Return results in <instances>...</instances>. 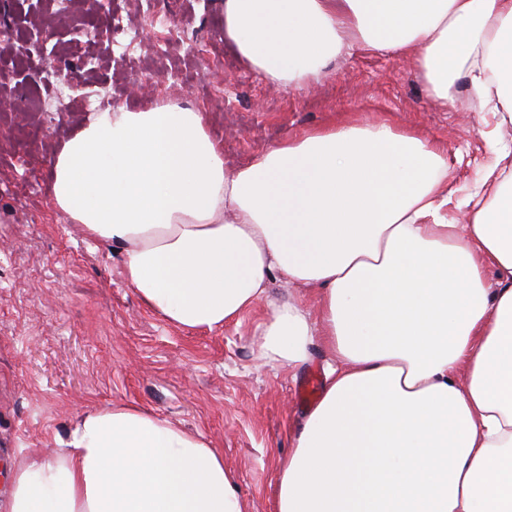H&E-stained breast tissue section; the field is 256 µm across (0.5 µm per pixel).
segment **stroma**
<instances>
[{"label": "stroma", "instance_id": "35a3bbf8", "mask_svg": "<svg viewBox=\"0 0 512 512\" xmlns=\"http://www.w3.org/2000/svg\"><path fill=\"white\" fill-rule=\"evenodd\" d=\"M188 28L173 41L171 27ZM139 110L175 102L206 112L230 165L345 117L418 128L448 159L452 217L512 139L488 108L455 94L435 105L409 54L342 52L320 82L281 87L248 69L224 39V0H0V500L31 454L54 459L89 406L136 404L202 435L237 475L248 512H271L279 458L311 405L298 390L327 352L301 367L258 356V304L213 331L168 324L127 283L111 243L53 206L50 157L100 95ZM45 99V111L29 108Z\"/></svg>", "mask_w": 512, "mask_h": 512}]
</instances>
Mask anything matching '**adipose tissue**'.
Returning a JSON list of instances; mask_svg holds the SVG:
<instances>
[{
    "label": "adipose tissue",
    "instance_id": "1",
    "mask_svg": "<svg viewBox=\"0 0 512 512\" xmlns=\"http://www.w3.org/2000/svg\"><path fill=\"white\" fill-rule=\"evenodd\" d=\"M224 36L293 88L346 49L412 51L436 103L460 80L512 125V0H224ZM488 149L463 236L444 148L384 120L232 169L200 109L107 107L52 156L51 194L168 323L211 331L263 302L261 357L299 365L322 338L273 512H512V142ZM275 280L318 288V321ZM62 446L16 466L0 512H246L223 456L144 407L87 409Z\"/></svg>",
    "mask_w": 512,
    "mask_h": 512
}]
</instances>
